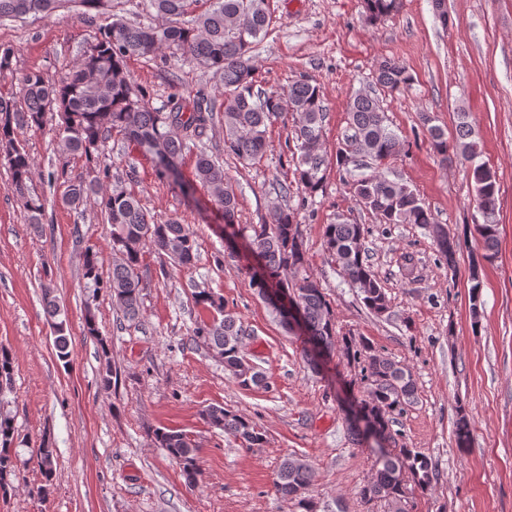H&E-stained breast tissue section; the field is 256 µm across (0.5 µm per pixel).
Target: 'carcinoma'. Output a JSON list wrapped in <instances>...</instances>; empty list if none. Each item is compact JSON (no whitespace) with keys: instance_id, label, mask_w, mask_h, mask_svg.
Returning a JSON list of instances; mask_svg holds the SVG:
<instances>
[{"instance_id":"obj_1","label":"carcinoma","mask_w":512,"mask_h":512,"mask_svg":"<svg viewBox=\"0 0 512 512\" xmlns=\"http://www.w3.org/2000/svg\"><path fill=\"white\" fill-rule=\"evenodd\" d=\"M64 0H0V22L18 20L29 14L47 16ZM85 14H112V0H78ZM400 0H365L368 20L387 18L399 9ZM133 13L144 14L149 23H130L115 18L99 27L95 42L77 58L71 70L50 82L38 70L19 78L22 102L0 94V155L6 158L11 187L22 202L27 221L43 223L46 199L32 187L33 164L18 138V131L41 126L45 114L58 116L63 151L82 161L75 172L64 161L48 173L51 184L61 188L63 206L79 211L90 198L97 200L104 219L111 226L112 273L99 272L98 252L89 248L83 260L85 287L97 294L106 289L112 304L129 320L139 318L143 305V255L151 249L175 265L190 269L198 253L194 230L174 218L164 219L148 212L140 201L122 187V177L104 163L106 143L115 136L138 147L147 145L156 176L181 183L179 167L184 155L196 153L195 180L201 184L224 214V229L232 239L247 232L248 247L257 266L247 269L250 287L277 315L287 332H292L290 317L297 313L304 336L313 348L330 353L337 344L348 363L360 367L362 397L357 400L364 424L348 422L351 441L361 445L374 435L383 439L375 456V474L363 486L365 503L382 502L388 512H406L407 495L432 490L438 477L437 463L424 453L401 444L392 429L393 415L402 413L416 400V382L410 368L383 356L363 337L339 336L336 313L320 280L310 271L304 239L294 212L279 207L270 224H249L235 228L237 198L224 171V162L209 153L204 140L220 131L224 152L246 164H253L266 150L268 126L291 112L298 116L294 129L299 160L295 180L304 194L314 197L324 192L325 163L322 128L325 105L321 87L308 79L288 85V91H263L256 88L253 48L269 32L272 13L269 0H137ZM132 58L174 60L214 73L223 87L222 98L200 93L193 98L178 93L169 95L167 104L155 108L150 91L136 83L128 69ZM412 77L397 62L382 60L375 72V83L393 93L411 84ZM350 126L336 147V168L348 171L351 158L358 154L371 160L369 172L351 179L357 204L376 215L384 224H420L429 229L440 256L448 268L457 264L459 242L433 221L431 211L408 185L388 179L383 169L400 151L398 134L387 124L378 99L362 90L348 104ZM427 125L431 144L437 153L452 149L472 168L474 201L483 222L473 225L482 242L481 261L496 257L498 223V178L481 156L480 142L466 112L457 113L456 137L448 142L445 131ZM367 230L342 216L324 227V245L347 280L359 289L362 302L374 315L390 312L385 288L363 257L362 242ZM194 302L207 309L212 318L197 322L193 340L221 355L224 370L243 388L258 385L263 376L246 358L243 340L253 331L232 312L224 309V297L209 288H196ZM44 310L51 321L55 354L70 362L65 311L57 302L54 289H42ZM84 335L97 339L105 364L103 381L110 384L112 367L109 348L102 338L95 314L86 311ZM13 361L0 346V390L11 385ZM213 428L238 440L247 448H260L265 435L248 418L220 405L201 411ZM456 444L466 448L470 442L469 421L458 412ZM15 428L10 416L0 413V495L11 488L10 476L15 461L10 449ZM158 447L179 466L188 486L196 485L199 448L187 434L159 428L153 432ZM41 471L46 483L36 490L47 497L55 473L54 449L44 442L39 448ZM408 478L400 479L402 470ZM313 467L298 456L280 465L274 491L294 502L300 512H316L311 495Z\"/></svg>"}]
</instances>
